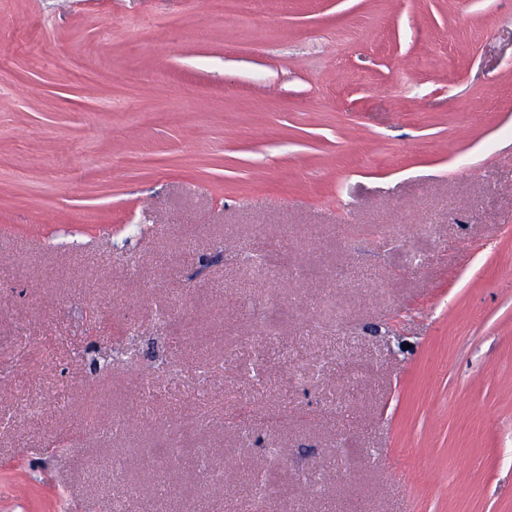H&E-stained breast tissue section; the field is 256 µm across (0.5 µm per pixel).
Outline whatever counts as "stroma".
<instances>
[{
    "mask_svg": "<svg viewBox=\"0 0 512 512\" xmlns=\"http://www.w3.org/2000/svg\"><path fill=\"white\" fill-rule=\"evenodd\" d=\"M512 512V0H0V512Z\"/></svg>",
    "mask_w": 512,
    "mask_h": 512,
    "instance_id": "stroma-1",
    "label": "stroma"
}]
</instances>
